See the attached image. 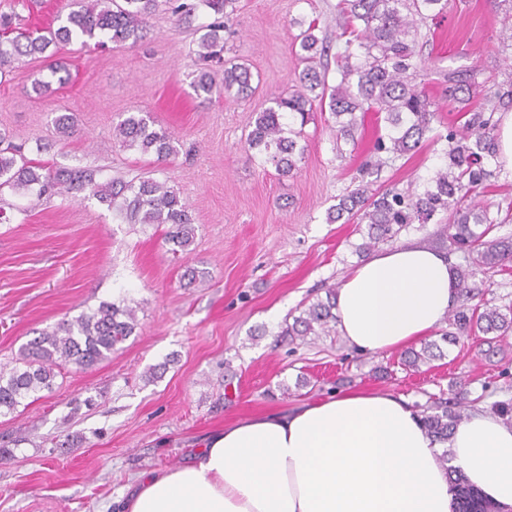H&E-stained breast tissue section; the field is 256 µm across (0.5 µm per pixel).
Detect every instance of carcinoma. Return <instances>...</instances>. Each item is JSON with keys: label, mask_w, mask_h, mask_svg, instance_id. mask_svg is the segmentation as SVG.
<instances>
[{"label": "carcinoma", "mask_w": 512, "mask_h": 512, "mask_svg": "<svg viewBox=\"0 0 512 512\" xmlns=\"http://www.w3.org/2000/svg\"><path fill=\"white\" fill-rule=\"evenodd\" d=\"M167 0H67L66 16H57L59 25L48 28L21 29L13 26L12 16L0 14V70L28 57H43L51 46L67 45L82 38L103 46L135 45L143 35L148 18ZM214 15L202 26L197 52L201 68L191 82L196 97L214 95L243 98L253 91L249 68L234 59L224 61V77L217 83L207 70L208 63L220 59L224 50L226 8L234 0H201ZM448 0H339L336 12L341 17L345 40L338 65L339 82L328 84L327 68L317 64L323 52L314 35L315 24L299 35L301 57L306 66L298 75L297 88L268 99V106L256 112L248 133V148L263 154L284 176H291L297 157L303 153L298 139L303 127L318 106L328 105L339 126V138L352 140L357 127L356 113L371 105L387 114L390 126L387 139H381L375 151L403 155L417 148L432 130L435 110L431 103L411 84L415 44L419 25L432 15L442 14ZM448 82V99L463 103L476 93L471 71L450 70L444 74ZM512 103V84L485 94V103L472 113L467 133L450 128L447 162L439 169L430 186L418 194L378 193L368 183H360L339 198L328 210L331 222L345 219L368 224L367 240L359 252H369L381 243L393 240L410 224H427L434 216L448 213L446 227L450 244L467 254L471 264L457 270L461 304L448 316V331L443 341L456 344L463 336L481 333L488 344L504 341L512 335V306L469 304L484 294L486 284L475 279L480 268L503 267L512 262V236L488 238L501 220L490 217L486 208L467 203V198L484 188L492 176L490 161L497 155L494 134L495 114L502 101ZM55 131L66 140L75 132V121L69 114L55 118ZM113 138L124 148H137L143 154H154L160 161L176 154L173 138L156 123L149 112L126 113L113 127ZM0 133V189L18 193L36 191L52 197L94 198L117 212L129 224L167 226L165 241L173 253L185 252L193 241L195 226L189 207L179 194L153 177L145 176L136 183L121 180L99 182L96 171L89 168H54L27 158L21 148L6 143ZM336 290L326 293V300L311 304L293 322L286 323L284 335L305 337L327 335L336 323ZM136 328L132 308L102 303L98 308L64 321L51 332H43L20 350L24 369L0 370V413L12 412L22 401L41 390H50L54 369L73 366L85 370L108 358ZM444 358L441 347L427 343L420 350L404 353L402 364L417 371L425 364ZM426 430L441 442L465 418L460 402L448 405L443 397H434L420 410ZM448 481L453 493V512H512V505L502 503L470 483L464 473L450 469Z\"/></svg>", "instance_id": "carcinoma-1"}]
</instances>
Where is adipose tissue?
I'll use <instances>...</instances> for the list:
<instances>
[{
	"label": "adipose tissue",
	"instance_id": "adipose-tissue-1",
	"mask_svg": "<svg viewBox=\"0 0 512 512\" xmlns=\"http://www.w3.org/2000/svg\"><path fill=\"white\" fill-rule=\"evenodd\" d=\"M458 296L443 253L395 245L343 276L336 329L355 351L399 350L434 335ZM449 464L512 504V426L478 409L443 446L404 398L356 389L226 424L189 463L138 475L121 501L123 512H451Z\"/></svg>",
	"mask_w": 512,
	"mask_h": 512
}]
</instances>
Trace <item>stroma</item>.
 <instances>
[{
    "mask_svg": "<svg viewBox=\"0 0 512 512\" xmlns=\"http://www.w3.org/2000/svg\"><path fill=\"white\" fill-rule=\"evenodd\" d=\"M336 3L236 0L224 55L241 58L259 81L243 99L205 101L190 87L197 29L213 19L203 6L187 20L156 12L133 47L67 46L60 56L70 79L43 95L33 89L48 74L43 59L0 72V130L28 158L90 167L102 180L168 182L197 226L189 251L175 255L163 226L127 223L95 199L0 191V368L17 366L21 347L41 332L101 303L133 307L137 319L107 359L58 369L51 389L0 415V512H117L138 474L181 465L225 423L357 388L423 405L456 381L480 408L512 400V336L490 357L475 336L443 344L444 359L414 372L398 350L361 354L334 332L294 341L281 333L361 261L367 227L328 222L337 197L378 160L375 187L399 192L423 190L442 165L447 128L468 118L447 99L444 73L477 70L486 89L512 83V47L500 43L512 0H448L417 37L413 83L437 110L421 145L381 158L385 113H358L354 140L340 142L335 117L319 112L304 128L297 173L281 176L246 137L265 99L291 90L301 72L295 38L309 23L336 81L344 46ZM62 9L61 0H0V12L25 27L52 24ZM135 110L167 128L176 157L160 163L114 141V125ZM62 112L76 118L65 141L54 129ZM398 239L466 262L443 225L412 224ZM191 269L200 279H187Z\"/></svg>",
    "mask_w": 512,
    "mask_h": 512,
    "instance_id": "stroma-1",
    "label": "stroma"
}]
</instances>
